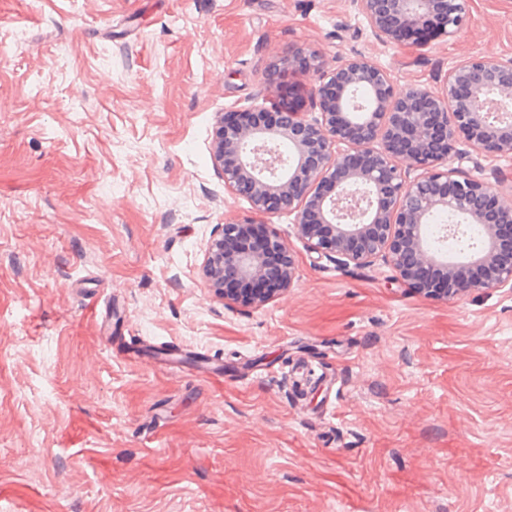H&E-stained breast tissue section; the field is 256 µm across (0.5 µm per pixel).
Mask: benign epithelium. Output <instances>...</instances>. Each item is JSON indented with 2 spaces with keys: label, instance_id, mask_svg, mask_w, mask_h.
Instances as JSON below:
<instances>
[{
  "label": "benign epithelium",
  "instance_id": "obj_1",
  "mask_svg": "<svg viewBox=\"0 0 512 512\" xmlns=\"http://www.w3.org/2000/svg\"><path fill=\"white\" fill-rule=\"evenodd\" d=\"M384 45H423L458 32L466 0H356ZM276 67L317 76L313 112L254 103L220 113L212 157L224 186L257 214L286 212L309 249L341 266L380 261L399 282L432 299L512 290V206L478 178H456L452 158L475 151L512 158V58L471 57L448 68L439 85L395 91L390 73L362 57L323 71L311 52ZM288 144L284 162L276 147ZM448 211L483 230L480 249L463 260L430 250L425 227ZM252 221L223 224L203 265L224 300L258 307L298 280L293 250L267 227L265 251L249 245ZM279 255L280 286L257 288L265 253Z\"/></svg>",
  "mask_w": 512,
  "mask_h": 512
}]
</instances>
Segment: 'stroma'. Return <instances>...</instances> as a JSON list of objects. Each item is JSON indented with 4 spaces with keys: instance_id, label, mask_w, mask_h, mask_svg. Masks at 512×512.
Wrapping results in <instances>:
<instances>
[{
    "instance_id": "1",
    "label": "stroma",
    "mask_w": 512,
    "mask_h": 512,
    "mask_svg": "<svg viewBox=\"0 0 512 512\" xmlns=\"http://www.w3.org/2000/svg\"><path fill=\"white\" fill-rule=\"evenodd\" d=\"M300 51L432 88L512 58V0H467L420 47L379 43L355 0H0V512H512V291L435 300L337 265L213 165L217 113L311 111L312 76L269 75ZM455 168L512 201V160ZM254 218L300 280L247 308L202 266ZM156 363L162 368L196 377L209 378L215 372L205 358L188 360L176 352L160 354L156 358Z\"/></svg>"
}]
</instances>
